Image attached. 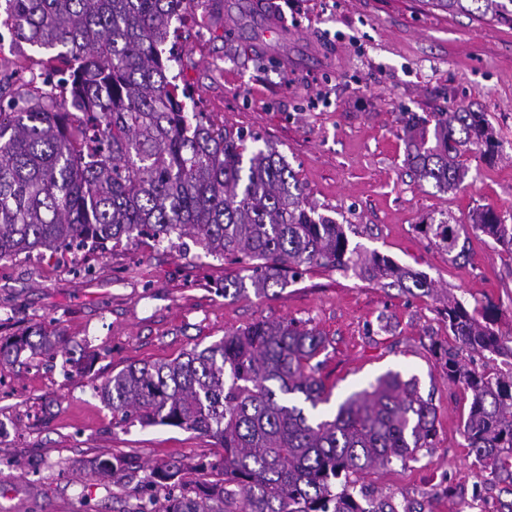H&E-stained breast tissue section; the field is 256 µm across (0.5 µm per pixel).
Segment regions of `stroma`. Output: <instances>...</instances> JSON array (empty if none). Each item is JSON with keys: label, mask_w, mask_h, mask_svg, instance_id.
Returning <instances> with one entry per match:
<instances>
[{"label": "stroma", "mask_w": 512, "mask_h": 512, "mask_svg": "<svg viewBox=\"0 0 512 512\" xmlns=\"http://www.w3.org/2000/svg\"><path fill=\"white\" fill-rule=\"evenodd\" d=\"M179 33L172 71L199 109L275 147L351 244L426 272L439 293L492 303L496 328L512 333V252L470 228L485 205L512 224L511 24L423 0H200ZM41 55L0 28L1 82ZM447 106L485 113L500 144L490 163L465 153L467 177L448 193L405 165L401 121ZM443 214L459 227L463 257L417 230ZM238 270L193 244L149 240L79 251L68 263L48 251L0 261V340L67 338L53 357L0 368V512H128L157 498L145 478L172 459L198 481V463L224 456L213 439L115 425L99 387L127 366L173 359L262 320L304 321L329 338L319 376L332 403L389 371L416 377L432 397L431 454L360 475L358 487L416 512H459L465 502L469 512H508L512 493L489 481L461 434L472 394L449 381L439 355L455 345L440 303L324 269L275 294L224 295L220 283ZM89 353L91 368L77 370ZM103 459L136 468L102 478Z\"/></svg>", "instance_id": "obj_1"}]
</instances>
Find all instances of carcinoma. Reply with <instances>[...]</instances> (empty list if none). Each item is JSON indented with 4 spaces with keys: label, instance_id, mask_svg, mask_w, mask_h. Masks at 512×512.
I'll return each instance as SVG.
<instances>
[{
    "label": "carcinoma",
    "instance_id": "carcinoma-1",
    "mask_svg": "<svg viewBox=\"0 0 512 512\" xmlns=\"http://www.w3.org/2000/svg\"><path fill=\"white\" fill-rule=\"evenodd\" d=\"M447 13L512 24V0H425ZM195 0H4L0 25L19 44L50 52L40 75L0 87V260L87 243L147 238L242 265L224 294L265 295L315 267L413 296L438 297L428 276L376 251L351 246L343 225L317 212L276 149L178 100L168 48L173 19ZM405 162L421 182L457 190L460 157L494 158L498 142L482 112H405ZM475 233L512 250V224L491 207ZM452 251L446 217L421 225ZM456 349L444 350L448 380L472 393L462 435L489 480L512 487V336L456 297L440 300ZM63 336L0 342V361L65 348ZM329 341L295 321H258L164 362L129 366L100 386L115 423L174 426L207 435L224 459L184 489L185 466L169 461L149 483L168 490L159 512H412L386 497L357 495L355 478L407 465L434 447L437 409L418 380L389 371L347 396L334 414L317 376ZM503 357L495 371L467 369L462 355Z\"/></svg>",
    "mask_w": 512,
    "mask_h": 512
}]
</instances>
